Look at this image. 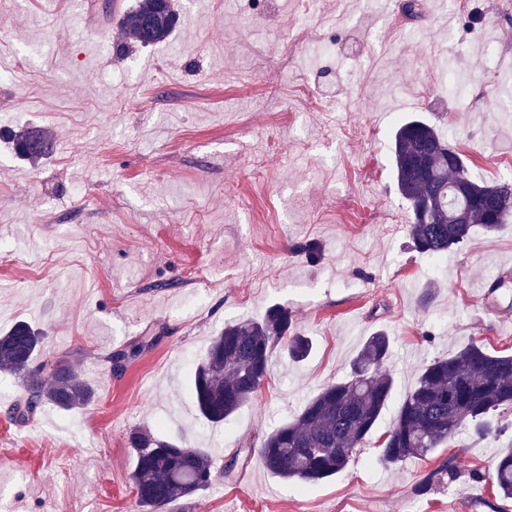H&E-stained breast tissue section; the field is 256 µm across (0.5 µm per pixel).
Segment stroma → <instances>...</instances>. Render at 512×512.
<instances>
[{
  "instance_id": "stroma-1",
  "label": "stroma",
  "mask_w": 512,
  "mask_h": 512,
  "mask_svg": "<svg viewBox=\"0 0 512 512\" xmlns=\"http://www.w3.org/2000/svg\"><path fill=\"white\" fill-rule=\"evenodd\" d=\"M175 0L179 24L154 52L119 14L135 0H0V128L51 135L33 165L0 143V331L24 320L43 348L75 360L95 390L70 411L28 421L9 409L20 381L0 373V512H136L131 433L185 442L213 480L173 512H512L481 475L512 450L507 430L463 431L425 459L380 462L389 404L338 476L301 485L237 449L291 420L344 379L369 336L385 332L396 395L424 363L470 343L512 354V222L476 232L433 272L395 187L398 122L437 128L470 172L511 175L512 63L479 69L496 42L512 55V18L495 0ZM336 51H322L326 41ZM458 73L449 92L441 72ZM204 281L183 286L188 268ZM288 306L309 357L274 350L255 398L216 425L196 410L193 363L225 324ZM136 359L112 357L143 337Z\"/></svg>"
}]
</instances>
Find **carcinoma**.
I'll list each match as a JSON object with an SVG mask.
<instances>
[{
    "instance_id": "obj_1",
    "label": "carcinoma",
    "mask_w": 512,
    "mask_h": 512,
    "mask_svg": "<svg viewBox=\"0 0 512 512\" xmlns=\"http://www.w3.org/2000/svg\"><path fill=\"white\" fill-rule=\"evenodd\" d=\"M178 22L171 0H136L120 18L126 36L143 46L165 41ZM0 137L32 162L53 150L48 133L39 127L1 130ZM391 152L397 190L410 206V238L417 252L446 255L476 230L490 234L512 219V179L489 183L475 178L462 154L426 122H401ZM42 342V332L25 321L0 334V372L18 377L26 390L11 406L20 423L47 405L69 411L95 397L92 384L76 374L69 356H43ZM278 346L294 361L305 359L312 349L309 339L294 331L292 315L283 305L270 306L259 320L224 326L194 370L192 398L200 415L222 424L253 399ZM390 349L384 333L370 336L346 379L323 387L293 419L262 439L260 464L276 477L299 483L341 473L392 399L394 381L384 369ZM508 406L512 355H494L471 343L453 355L436 357L401 399L379 459L395 466L425 458L467 426L480 437L494 434L499 431L495 412ZM131 442L136 452L132 482L141 512H159L211 484V463L201 449L140 434ZM487 479L501 499H512V452L495 461Z\"/></svg>"
}]
</instances>
